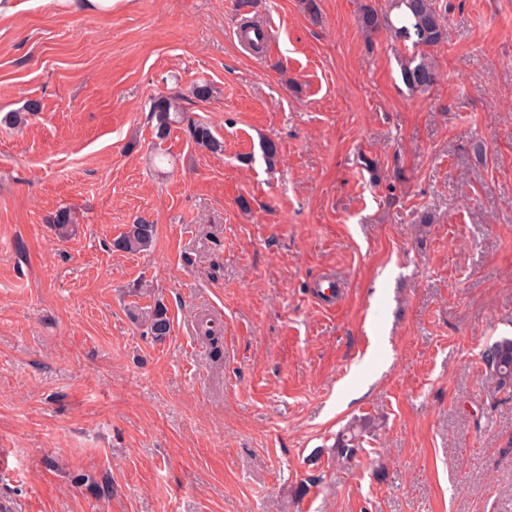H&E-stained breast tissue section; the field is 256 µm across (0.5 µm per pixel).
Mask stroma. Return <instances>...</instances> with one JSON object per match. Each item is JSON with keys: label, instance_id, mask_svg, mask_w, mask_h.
Wrapping results in <instances>:
<instances>
[{"label": "stroma", "instance_id": "35a3bbf8", "mask_svg": "<svg viewBox=\"0 0 512 512\" xmlns=\"http://www.w3.org/2000/svg\"><path fill=\"white\" fill-rule=\"evenodd\" d=\"M236 2L0 18V512H512V392L481 361L512 338V0H437L425 94L357 26L388 0H258L262 59ZM172 90L222 153L155 138ZM139 219L151 249L115 250ZM140 279L164 341L127 317ZM77 218L70 208H60L49 217L48 224L60 238H67L75 231ZM368 422L363 421L359 425H356L355 428H349L345 433L339 434L336 437V443L333 448H335L336 459L337 461L349 463L353 460L358 452L361 450V437L362 433L368 427Z\"/></svg>", "mask_w": 512, "mask_h": 512}]
</instances>
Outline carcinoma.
<instances>
[{
	"label": "carcinoma",
	"mask_w": 512,
	"mask_h": 512,
	"mask_svg": "<svg viewBox=\"0 0 512 512\" xmlns=\"http://www.w3.org/2000/svg\"><path fill=\"white\" fill-rule=\"evenodd\" d=\"M397 10L396 17L372 6L364 7L357 23L366 37L382 29L393 32L395 38L411 42L417 48L412 57L401 64L400 76L405 87L412 93H425L438 83V70L428 49L445 41L446 28L442 22L436 0H390ZM179 94L162 95L151 104V119L155 121V137L163 140L173 127L186 125V132L200 149L212 154L224 150V141L211 126L187 117ZM77 218L74 212L60 208L49 217L48 224L60 238H67L75 231ZM156 237V226L146 221L127 225L125 231L113 239L115 249L124 252H140L149 249ZM130 319L145 327V333L156 342L165 340L170 334L171 320L166 306L156 300L141 306L137 303L128 309ZM488 375L497 390L512 391V339L503 338L488 346L482 353ZM368 427L364 421L336 437L334 445L337 461L350 462L361 450L362 433Z\"/></svg>",
	"instance_id": "carcinoma-1"
}]
</instances>
